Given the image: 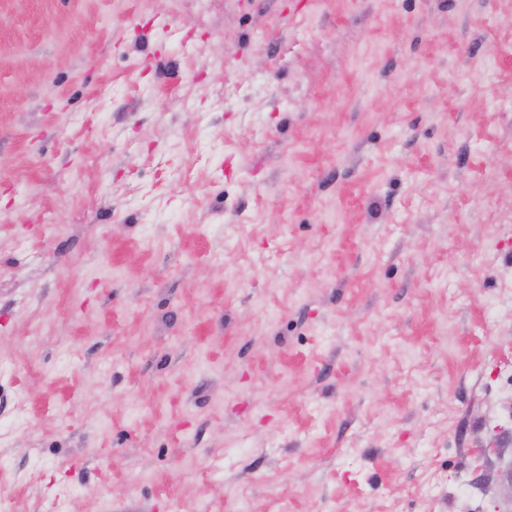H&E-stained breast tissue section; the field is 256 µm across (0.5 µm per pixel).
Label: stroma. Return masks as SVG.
<instances>
[{"mask_svg": "<svg viewBox=\"0 0 512 512\" xmlns=\"http://www.w3.org/2000/svg\"><path fill=\"white\" fill-rule=\"evenodd\" d=\"M508 11L0 0V512H512Z\"/></svg>", "mask_w": 512, "mask_h": 512, "instance_id": "obj_1", "label": "stroma"}]
</instances>
